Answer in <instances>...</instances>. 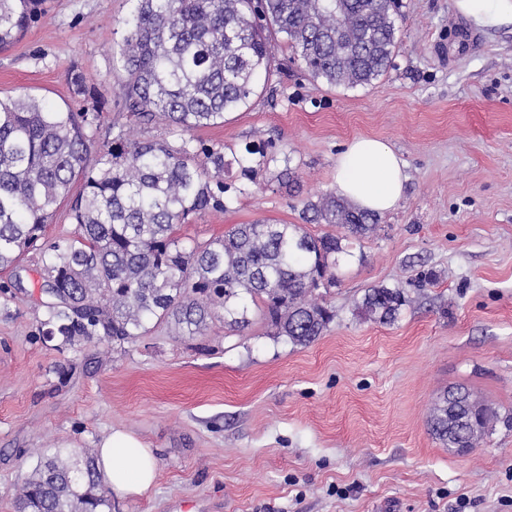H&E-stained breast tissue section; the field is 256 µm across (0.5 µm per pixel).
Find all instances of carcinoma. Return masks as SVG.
I'll return each instance as SVG.
<instances>
[{"label":"carcinoma","mask_w":512,"mask_h":512,"mask_svg":"<svg viewBox=\"0 0 512 512\" xmlns=\"http://www.w3.org/2000/svg\"><path fill=\"white\" fill-rule=\"evenodd\" d=\"M41 0H0V50L14 44ZM125 33L113 69L135 123H164L175 142L140 140L121 126L98 143L104 103L93 112L50 110L36 97L0 98V270L31 250L43 254L49 298L41 336L60 349L123 345L167 324L178 336H205L214 321L240 331L257 312L269 335L294 347L314 343L334 319L318 302L336 287L342 255L376 229L380 216L332 191L308 200L303 219L343 229L314 236L301 224L257 219L224 236L187 243L182 225L224 212L233 198L224 175L240 168L259 186V169L279 185L298 181L291 158L262 147L230 158L224 146L197 147L191 132L224 125L248 103L260 74L286 44L310 76L331 85H370L391 67L398 0H127ZM258 154L257 164L250 156ZM68 237L45 231L62 207ZM409 302L403 287L374 286L357 313L390 323ZM500 422L491 403L464 387L434 401L429 425L442 444L475 448ZM111 489L95 458L56 448L21 478L18 512H111Z\"/></svg>","instance_id":"obj_1"}]
</instances>
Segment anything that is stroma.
Returning a JSON list of instances; mask_svg holds the SVG:
<instances>
[{
  "label": "stroma",
  "instance_id": "stroma-1",
  "mask_svg": "<svg viewBox=\"0 0 512 512\" xmlns=\"http://www.w3.org/2000/svg\"><path fill=\"white\" fill-rule=\"evenodd\" d=\"M128 11L127 0H42L0 53V96L90 109L73 69L106 102L102 131L127 124L112 56ZM401 13L393 65L375 84L313 80L281 44L248 104L194 133L239 155L273 141L301 180L181 227L199 241L262 217L300 223L306 199L335 190L354 137L404 161L402 199L362 240L363 261L342 263L327 298L336 318L310 346L259 322L194 338L161 325L123 346L60 350L39 337L40 256L0 272V512H16L35 449L93 454L115 430L152 448L159 474L112 512H512V427L461 454L428 425L456 385L512 413V26L477 29L450 0H402ZM429 273L394 323L354 314L366 288ZM60 363L72 373L59 377Z\"/></svg>",
  "mask_w": 512,
  "mask_h": 512
}]
</instances>
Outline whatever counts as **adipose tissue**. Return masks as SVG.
Masks as SVG:
<instances>
[{
    "instance_id": "obj_1",
    "label": "adipose tissue",
    "mask_w": 512,
    "mask_h": 512,
    "mask_svg": "<svg viewBox=\"0 0 512 512\" xmlns=\"http://www.w3.org/2000/svg\"><path fill=\"white\" fill-rule=\"evenodd\" d=\"M455 12L483 29L512 26V0H453ZM407 175L403 160L373 137L350 140L336 165L338 191L359 209L382 214L403 197ZM158 461L134 434L116 431L98 445L96 469L120 499L146 495L154 486Z\"/></svg>"
}]
</instances>
